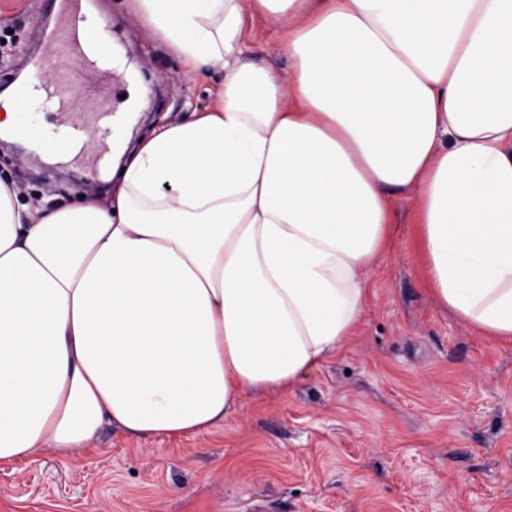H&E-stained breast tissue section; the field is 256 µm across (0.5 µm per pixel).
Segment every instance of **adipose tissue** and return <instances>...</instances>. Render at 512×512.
<instances>
[{
	"label": "adipose tissue",
	"instance_id": "adipose-tissue-1",
	"mask_svg": "<svg viewBox=\"0 0 512 512\" xmlns=\"http://www.w3.org/2000/svg\"><path fill=\"white\" fill-rule=\"evenodd\" d=\"M135 2L223 84L139 139L131 97L107 198L32 208L0 178V463L290 392L353 336L397 190L436 302L512 341V0ZM250 12L287 75L251 60Z\"/></svg>",
	"mask_w": 512,
	"mask_h": 512
}]
</instances>
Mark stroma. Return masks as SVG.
Returning a JSON list of instances; mask_svg holds the SVG:
<instances>
[{"label":"stroma","mask_w":512,"mask_h":512,"mask_svg":"<svg viewBox=\"0 0 512 512\" xmlns=\"http://www.w3.org/2000/svg\"><path fill=\"white\" fill-rule=\"evenodd\" d=\"M120 51L111 98L139 93L147 133L212 108L223 77L188 79L132 0H89ZM45 0H0V90L54 29ZM56 206L107 184L0 141V177ZM417 212L393 196L391 243L356 329L284 396L244 398L194 438L104 426L93 447L0 465V512H512V342L480 336L432 296Z\"/></svg>","instance_id":"35a3bbf8"}]
</instances>
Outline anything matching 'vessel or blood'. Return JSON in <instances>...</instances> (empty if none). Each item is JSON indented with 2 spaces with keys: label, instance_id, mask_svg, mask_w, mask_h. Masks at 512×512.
Returning a JSON list of instances; mask_svg holds the SVG:
<instances>
[{
  "label": "vessel or blood",
  "instance_id": "1",
  "mask_svg": "<svg viewBox=\"0 0 512 512\" xmlns=\"http://www.w3.org/2000/svg\"><path fill=\"white\" fill-rule=\"evenodd\" d=\"M84 0H61V10L57 20L54 36L46 46L40 60V70L55 67L56 73L50 81L40 79L20 85L18 94L27 98L41 95L43 100L58 109L66 110L69 92L78 75L90 70H97L98 78L86 85L87 96H108L113 89V70L109 65L110 53L106 48L112 43V32L103 25L99 16L83 7ZM96 28L100 31L98 43L89 45L82 41L84 30ZM24 130L43 147L55 149L56 152H68L85 138H95L99 145H106L118 125V120L111 111L87 114L68 112L61 126L44 128L41 117L35 112L22 113Z\"/></svg>",
  "mask_w": 512,
  "mask_h": 512
}]
</instances>
